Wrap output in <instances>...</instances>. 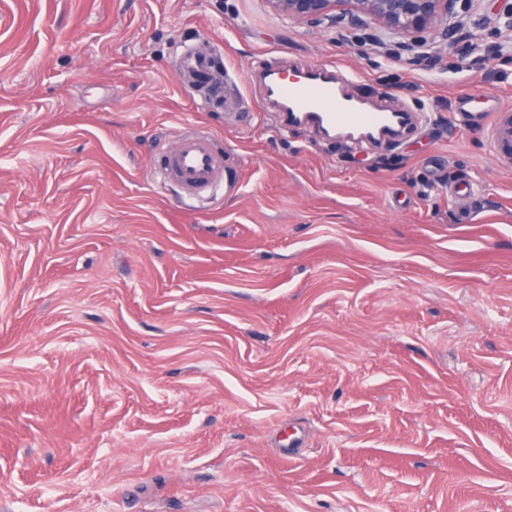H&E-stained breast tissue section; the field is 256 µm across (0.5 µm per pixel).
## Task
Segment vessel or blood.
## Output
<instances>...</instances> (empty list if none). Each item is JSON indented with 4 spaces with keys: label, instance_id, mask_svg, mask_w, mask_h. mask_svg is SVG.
Instances as JSON below:
<instances>
[{
    "label": "vessel or blood",
    "instance_id": "obj_1",
    "mask_svg": "<svg viewBox=\"0 0 512 512\" xmlns=\"http://www.w3.org/2000/svg\"><path fill=\"white\" fill-rule=\"evenodd\" d=\"M214 53L204 45H184L177 61L179 82L208 89L213 86ZM357 74L344 69L307 70L299 80H291L287 71L263 72L265 100L292 121L308 123L329 134H345L357 138L391 133L404 120L403 113L368 106L365 101L347 97V86L356 84ZM455 119L470 121L488 128L496 155L512 161V110L504 108L498 96H489L482 109H474L468 95H460L453 113ZM160 184L174 185L188 200L204 201L228 188L224 159L209 136L186 131L179 135L156 174Z\"/></svg>",
    "mask_w": 512,
    "mask_h": 512
}]
</instances>
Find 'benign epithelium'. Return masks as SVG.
Masks as SVG:
<instances>
[{"label":"benign epithelium","mask_w":512,"mask_h":512,"mask_svg":"<svg viewBox=\"0 0 512 512\" xmlns=\"http://www.w3.org/2000/svg\"><path fill=\"white\" fill-rule=\"evenodd\" d=\"M494 18L497 33L512 32V0ZM276 14L307 21L333 20L357 26L367 20L409 38L398 49L409 51L418 44V36L430 29L442 28L446 48L461 59L474 50L473 43L456 37L457 25L448 22L456 0H267Z\"/></svg>","instance_id":"1"}]
</instances>
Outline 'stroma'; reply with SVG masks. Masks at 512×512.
<instances>
[{
  "mask_svg": "<svg viewBox=\"0 0 512 512\" xmlns=\"http://www.w3.org/2000/svg\"><path fill=\"white\" fill-rule=\"evenodd\" d=\"M498 6L420 63L266 0H0V512H512V164L448 119L512 107ZM195 39L236 113L177 81ZM256 58L413 125L282 128ZM189 125L239 180L198 205L155 174Z\"/></svg>",
  "mask_w": 512,
  "mask_h": 512,
  "instance_id": "obj_1",
  "label": "stroma"
}]
</instances>
